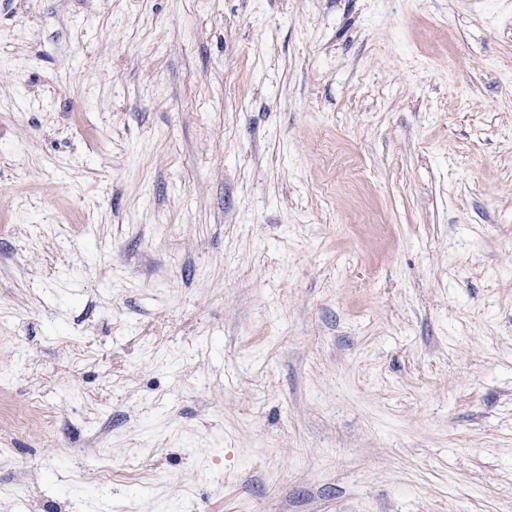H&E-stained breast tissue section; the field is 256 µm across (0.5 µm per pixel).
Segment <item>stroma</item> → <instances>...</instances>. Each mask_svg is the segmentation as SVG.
<instances>
[{"label": "stroma", "instance_id": "35a3bbf8", "mask_svg": "<svg viewBox=\"0 0 512 512\" xmlns=\"http://www.w3.org/2000/svg\"><path fill=\"white\" fill-rule=\"evenodd\" d=\"M0 512H512V0H0Z\"/></svg>", "mask_w": 512, "mask_h": 512}]
</instances>
